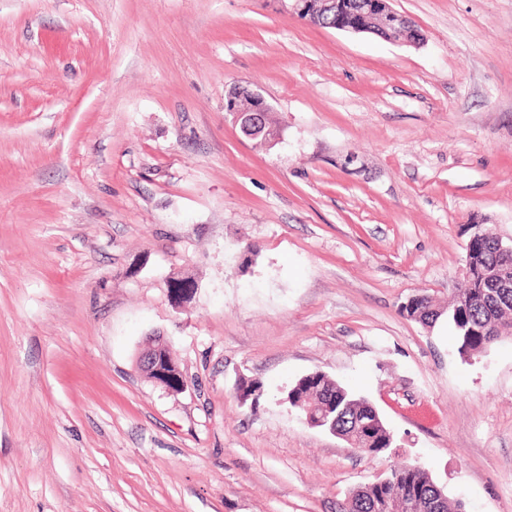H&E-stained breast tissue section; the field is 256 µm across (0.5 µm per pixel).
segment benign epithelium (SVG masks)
<instances>
[{
	"mask_svg": "<svg viewBox=\"0 0 512 512\" xmlns=\"http://www.w3.org/2000/svg\"><path fill=\"white\" fill-rule=\"evenodd\" d=\"M293 10L314 24L327 21L335 30L361 34L369 33L397 42L411 28L412 21L392 7L393 0H356L354 7L347 8L342 0H291ZM225 109L235 114L242 134L252 140L265 133L266 119L270 112L263 97L243 86L233 87L227 97ZM139 370L151 381L180 392L187 381L173 361L168 346L158 336L147 340L145 349L137 359ZM303 421L311 428L323 429L344 439L336 429V422L313 414L303 408Z\"/></svg>",
	"mask_w": 512,
	"mask_h": 512,
	"instance_id": "obj_1",
	"label": "benign epithelium"
}]
</instances>
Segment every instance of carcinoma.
<instances>
[{
	"label": "carcinoma",
	"mask_w": 512,
	"mask_h": 512,
	"mask_svg": "<svg viewBox=\"0 0 512 512\" xmlns=\"http://www.w3.org/2000/svg\"><path fill=\"white\" fill-rule=\"evenodd\" d=\"M480 232L481 240L473 243L471 249L476 252L483 272L499 275L501 260L496 247L498 237L484 227ZM407 314L428 327L434 326L442 317L433 299L426 294L407 309ZM448 321L453 323L456 331L458 352L471 356L497 340L495 336L478 332L485 323L496 321L512 324V296L502 301L476 295L470 305L463 307L455 295L448 302ZM287 395L291 409H299L302 403L315 411L334 407L338 412L343 409L353 414L369 412L368 401L364 397L354 394L321 371L296 379L288 386ZM340 432L351 438V448L370 457L384 454L389 445L390 435L380 418L361 433L356 432L353 421L347 419L342 422ZM389 500L399 505L415 501L420 504L419 512H465L464 504L451 503L426 469H412L407 465L395 466L383 482L357 490L343 506V512H385V503Z\"/></svg>",
	"instance_id": "cac0c4a2"
}]
</instances>
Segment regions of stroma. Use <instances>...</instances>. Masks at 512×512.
Here are the masks:
<instances>
[{
    "mask_svg": "<svg viewBox=\"0 0 512 512\" xmlns=\"http://www.w3.org/2000/svg\"><path fill=\"white\" fill-rule=\"evenodd\" d=\"M393 6L420 45L289 0H0V512H338L408 462L512 512V336L465 359L402 311L447 304L471 225L512 237V0ZM152 335L185 391L139 371ZM312 371L383 456L284 403ZM241 99L249 101L246 109L240 108L239 101ZM225 109L227 112H233L235 114L236 122L239 124L240 130L245 137L256 140L263 134L264 139L260 142L270 146L278 142L279 138L277 139V134L272 138L266 137V119L268 118V112L271 110L260 94L247 87L239 85L234 86L228 93ZM268 125L272 129V132L277 133L269 118ZM302 409L305 412V417L302 419L309 427L326 430L341 440H344V436L340 433L347 434L351 438V448L361 454L377 457L384 454L386 450L390 448L391 437L380 415L370 429H364L362 434H360L353 429V421L350 419L343 420L339 432L336 429V418L327 425V415L321 417L313 414L310 409L306 407Z\"/></svg>",
    "mask_w": 512,
    "mask_h": 512,
    "instance_id": "35a3bbf8",
    "label": "stroma"
}]
</instances>
